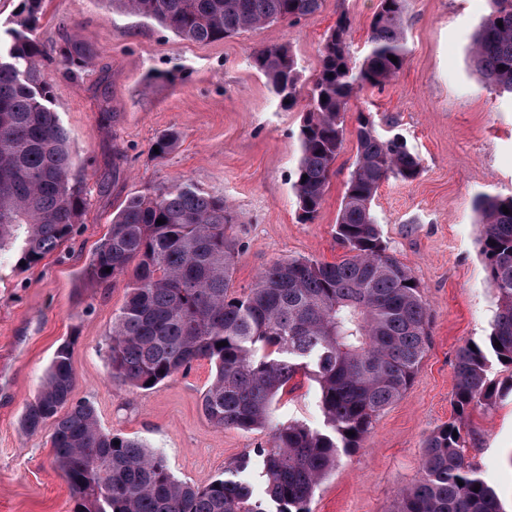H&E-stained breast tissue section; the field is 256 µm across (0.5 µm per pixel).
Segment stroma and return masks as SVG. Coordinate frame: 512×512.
Masks as SVG:
<instances>
[{"label":"stroma","instance_id":"obj_1","mask_svg":"<svg viewBox=\"0 0 512 512\" xmlns=\"http://www.w3.org/2000/svg\"><path fill=\"white\" fill-rule=\"evenodd\" d=\"M377 0H323L313 15L273 22L197 44L157 23L111 11L105 0H43L37 37L52 103L73 152V179L90 206L74 237L39 264L0 253V512H72L69 485L52 460L49 429L20 420L55 350L74 339V400L91 402L101 426L164 456L174 476L203 486L254 448L267 429H217L200 409L211 380L195 363L153 389L111 379L105 357L124 281L86 287L82 271L127 197L177 182L221 197L230 207L235 291L288 258L334 262L344 254L336 220L356 159V117L402 135L421 161L411 182L390 180L373 213L392 254L421 286L431 314L429 348L411 387L377 418L361 448L342 456L317 489L311 512H394L399 488L421 475L422 444L453 417L454 361L465 343L484 344L497 296L481 255L478 196L512 197V95L486 86L470 58L488 0H410L409 53L400 73L366 87L348 105L343 148L314 222L298 218L292 190L299 131L319 70V47L339 13L353 22L351 52L362 58ZM88 42L93 63L67 70L70 34ZM287 46L299 69L292 106L279 103L252 66L253 51ZM174 131L178 147L154 157L153 143ZM493 405L469 415L465 455L512 512V369L489 363ZM273 406L277 422L323 423L318 389L299 376Z\"/></svg>","mask_w":512,"mask_h":512}]
</instances>
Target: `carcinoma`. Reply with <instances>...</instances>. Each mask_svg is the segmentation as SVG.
<instances>
[{
  "label": "carcinoma",
  "mask_w": 512,
  "mask_h": 512,
  "mask_svg": "<svg viewBox=\"0 0 512 512\" xmlns=\"http://www.w3.org/2000/svg\"><path fill=\"white\" fill-rule=\"evenodd\" d=\"M322 2L106 0L193 43L292 22L316 13ZM489 2L471 59L486 85L512 94V0ZM408 4L378 0L359 60L350 51L352 20L345 13L321 44L292 183L305 223L320 212L342 149L349 99L365 86H384L405 64ZM41 16L42 0H23L14 26L0 30V251L22 239L19 260L27 265L67 240L89 205L88 193L71 181L68 136L39 64ZM93 55L78 36L67 39L68 66L85 68ZM252 62L280 103L294 102L298 63L288 47H260ZM356 122V160L336 222L346 249L338 262L289 258L237 294L224 197L182 182L131 196L112 216L83 271L90 285L127 280L106 348L110 377L147 389L206 361L213 375L201 408L212 426L269 427L272 441L205 486L180 482L162 456L102 428L92 403L71 400L73 342L65 340L21 426L28 432L50 426L53 461L69 484L74 512H311L340 452L358 448L381 412L409 389L428 348L430 312L419 282L390 253L372 205L383 184L415 180L421 164L406 140L381 136L371 116L361 113ZM178 143L166 132L155 146L163 157ZM475 210L498 298L489 346L512 367V197L482 195ZM488 368L482 348L467 342L457 350L454 416L424 440L422 476L397 492L396 512H504L496 491L466 461L461 428L474 406H490L496 397ZM298 375L318 386L320 428L271 423L273 404Z\"/></svg>",
  "instance_id": "1"
}]
</instances>
